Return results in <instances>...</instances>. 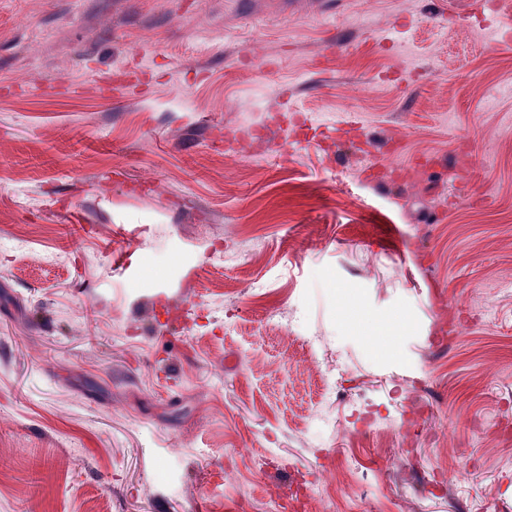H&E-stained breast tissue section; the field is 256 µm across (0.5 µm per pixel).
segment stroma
Returning <instances> with one entry per match:
<instances>
[{"instance_id": "stroma-1", "label": "stroma", "mask_w": 512, "mask_h": 512, "mask_svg": "<svg viewBox=\"0 0 512 512\" xmlns=\"http://www.w3.org/2000/svg\"><path fill=\"white\" fill-rule=\"evenodd\" d=\"M470 2L0 0V512H512Z\"/></svg>"}]
</instances>
